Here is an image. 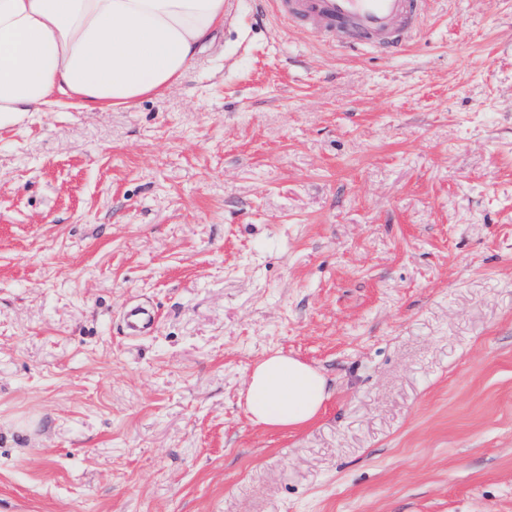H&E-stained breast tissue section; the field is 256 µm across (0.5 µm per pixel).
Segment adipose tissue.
<instances>
[{"label": "adipose tissue", "mask_w": 512, "mask_h": 512, "mask_svg": "<svg viewBox=\"0 0 512 512\" xmlns=\"http://www.w3.org/2000/svg\"><path fill=\"white\" fill-rule=\"evenodd\" d=\"M224 24V0H0V125L77 107L123 109L178 85ZM329 397L326 378L274 352L246 377L254 423L298 427Z\"/></svg>", "instance_id": "adipose-tissue-1"}]
</instances>
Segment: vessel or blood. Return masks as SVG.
Returning <instances> with one entry per match:
<instances>
[{
  "label": "vessel or blood",
  "mask_w": 512,
  "mask_h": 512,
  "mask_svg": "<svg viewBox=\"0 0 512 512\" xmlns=\"http://www.w3.org/2000/svg\"><path fill=\"white\" fill-rule=\"evenodd\" d=\"M429 0H256L257 16L273 10L299 26L310 18L323 31L347 34L349 49H371L387 54L405 50L418 36L428 14Z\"/></svg>",
  "instance_id": "obj_1"
}]
</instances>
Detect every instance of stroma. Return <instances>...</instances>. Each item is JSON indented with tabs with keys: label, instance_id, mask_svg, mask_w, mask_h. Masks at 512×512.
Segmentation results:
<instances>
[{
	"label": "stroma",
	"instance_id": "obj_1",
	"mask_svg": "<svg viewBox=\"0 0 512 512\" xmlns=\"http://www.w3.org/2000/svg\"><path fill=\"white\" fill-rule=\"evenodd\" d=\"M341 39L232 0L163 96L0 128V512H512V0ZM329 395L327 380L317 369L274 352L249 370L245 408L256 424L298 427L319 414Z\"/></svg>",
	"mask_w": 512,
	"mask_h": 512
}]
</instances>
